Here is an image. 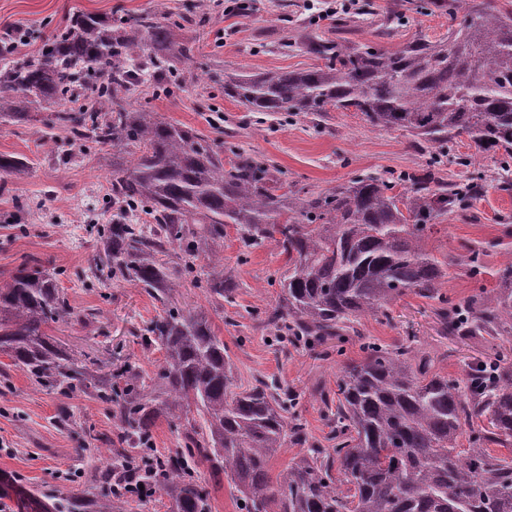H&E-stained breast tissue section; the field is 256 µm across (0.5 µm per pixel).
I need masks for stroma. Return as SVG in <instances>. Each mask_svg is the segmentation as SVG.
<instances>
[{"label":"stroma","mask_w":512,"mask_h":512,"mask_svg":"<svg viewBox=\"0 0 512 512\" xmlns=\"http://www.w3.org/2000/svg\"><path fill=\"white\" fill-rule=\"evenodd\" d=\"M248 2V11L228 12L225 0H0V37L15 34L17 47L9 61L19 65L36 58L43 43L77 14L116 20L202 15L204 25L174 30L176 40L195 45L194 58L181 66L180 85L166 92L158 81H139L125 96L128 110L152 112L191 128L223 152L225 161L267 163L296 190H326L363 173H411L426 166L432 156L427 144L403 131L371 126L361 113L266 114L248 111L224 95V79L232 74L317 66V58L284 48L287 37L377 40V28L396 0H359L370 6L371 16L341 32L319 18L324 0ZM448 26L447 13L438 10L412 16L401 35L378 40L393 49L421 37L440 38ZM54 110L41 102L31 105L29 122L0 118V155L26 164L22 174H0V285L10 282L22 263L37 262L55 274L74 312L71 319L48 327L53 340L103 370L129 360L145 377H154L163 353L143 351L136 335L162 306L135 283L93 275L100 245L88 230L89 224L110 219L105 208L113 163L131 165L138 151L81 148L65 131L47 125ZM477 172L484 176L482 191L469 196L461 210L437 219L427 240L429 251L449 264L445 294L451 299L498 288L497 272L512 253V191L499 189L502 170L496 159L482 158ZM465 243L484 251L481 278H472L460 261ZM212 249L223 255L224 273L235 281L232 297L211 303L202 289L186 281L174 292V302L207 315L242 381L272 379L296 391V410L312 441H323L329 432L319 390L335 391L345 364L361 359L364 343L404 344L430 353L436 358L435 372L451 378L462 377L496 349L492 340L447 335L436 314L438 302L409 293L390 304L387 317H363L356 332L327 341L330 356L321 359L312 347L269 336L259 324V315L279 301L286 256L268 243L244 250L232 224ZM116 432L106 404L89 394L68 398L34 385L0 354V473L12 478L6 488L9 512H52L41 492L67 477L76 493L94 499L98 485L89 473L104 466L99 450Z\"/></svg>","instance_id":"stroma-1"}]
</instances>
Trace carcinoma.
<instances>
[{
  "label": "carcinoma",
  "mask_w": 512,
  "mask_h": 512,
  "mask_svg": "<svg viewBox=\"0 0 512 512\" xmlns=\"http://www.w3.org/2000/svg\"><path fill=\"white\" fill-rule=\"evenodd\" d=\"M438 6L453 20L463 13L446 37L388 50L305 36L295 44L323 65L236 74L224 81V95L250 112L352 109L439 154L465 135L477 154H499L507 169L512 10L492 0H401L381 34L406 26L408 11L426 15ZM175 25L145 15L114 27L109 17L77 14L37 58L0 73L1 118L20 123L29 117L25 104L49 102L58 106L49 122L74 143L138 149L133 165L112 170V218L99 231L95 268L141 285L163 307L140 336L144 349L164 352L156 377L146 382L127 361L100 384L43 330L73 315L52 275L25 264L0 287V354L48 390L92 394L119 426L96 476L95 501L58 485L54 512H127L124 489L141 484L147 495L168 496L172 512H209V491L195 470L201 461L210 463L213 481L230 479L239 512H512V453L490 449L512 447L507 355L448 378L408 346L364 344L362 360L346 364L336 382V397L322 398L331 421L325 448L309 441L293 413L294 390L242 382L206 316L170 305L190 277L215 301L231 297L224 257L208 245L236 224L244 248L273 242L287 257L266 327L293 343L339 337L408 293L439 301L442 328L452 336H512V258L493 291L456 301L442 292L445 263L424 242L433 221L461 208L476 185L445 181L432 170L437 158L421 174H361L333 190L300 193L267 168L224 166L191 129L125 108L120 96L133 73H168L174 54L192 60L193 44L173 47ZM175 245L184 264L172 271L159 255ZM482 256L472 247L462 256L474 276ZM198 260L208 268L203 277ZM161 416L179 430V448L157 457L148 450ZM288 442L304 451L273 482L269 463Z\"/></svg>",
  "instance_id": "cac0c4a2"
}]
</instances>
